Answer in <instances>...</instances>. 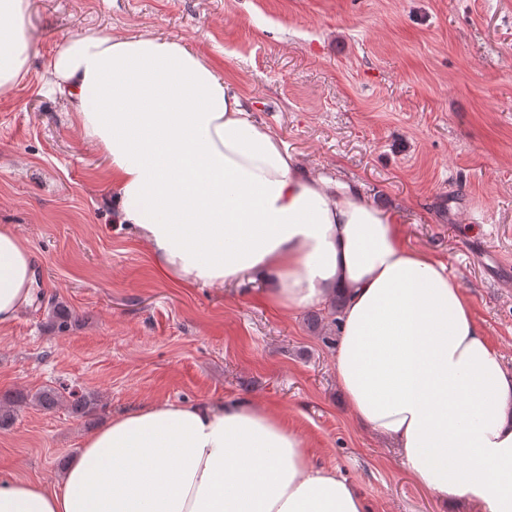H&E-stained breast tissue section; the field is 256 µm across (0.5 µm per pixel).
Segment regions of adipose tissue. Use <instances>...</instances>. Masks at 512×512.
Wrapping results in <instances>:
<instances>
[{
    "label": "adipose tissue",
    "instance_id": "obj_1",
    "mask_svg": "<svg viewBox=\"0 0 512 512\" xmlns=\"http://www.w3.org/2000/svg\"><path fill=\"white\" fill-rule=\"evenodd\" d=\"M28 0H0V94L26 71ZM53 89L108 158L116 224L186 288L262 282L293 313L345 299L336 379L446 506L512 512V370L442 262L395 213L302 166L223 75L179 41L86 34ZM31 250L0 226V324L35 299ZM0 512H369L300 430L247 399L163 401L112 416L56 484L0 477Z\"/></svg>",
    "mask_w": 512,
    "mask_h": 512
}]
</instances>
